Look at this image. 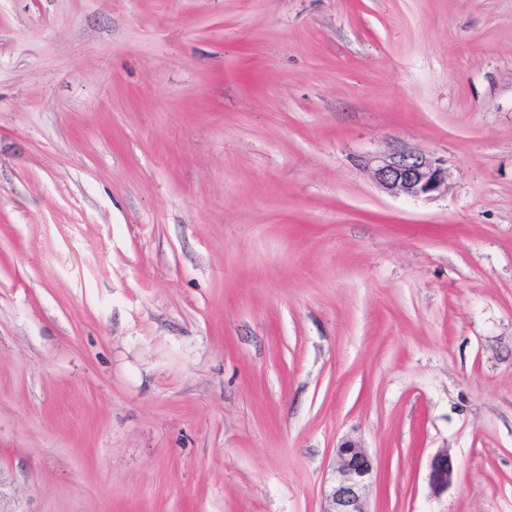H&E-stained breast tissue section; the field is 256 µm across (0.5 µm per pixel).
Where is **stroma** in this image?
Segmentation results:
<instances>
[{"label":"stroma","instance_id":"stroma-1","mask_svg":"<svg viewBox=\"0 0 512 512\" xmlns=\"http://www.w3.org/2000/svg\"><path fill=\"white\" fill-rule=\"evenodd\" d=\"M347 437L512 512V0H0V512H321ZM364 166L391 195L432 197L448 188V162L431 152L393 149L367 157ZM455 477V462L448 451L435 454L429 463L428 483L431 492L440 495L448 491Z\"/></svg>","mask_w":512,"mask_h":512}]
</instances>
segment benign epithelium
Wrapping results in <instances>:
<instances>
[{
	"label": "benign epithelium",
	"mask_w": 512,
	"mask_h": 512,
	"mask_svg": "<svg viewBox=\"0 0 512 512\" xmlns=\"http://www.w3.org/2000/svg\"><path fill=\"white\" fill-rule=\"evenodd\" d=\"M375 183L391 195L432 197L448 188V162L431 152L393 149L364 160ZM336 467L323 489L322 512H370L367 493L374 483L372 458L360 443L344 439L336 447ZM455 477L452 456L441 451L429 463L431 492L448 491Z\"/></svg>",
	"instance_id": "1"
}]
</instances>
